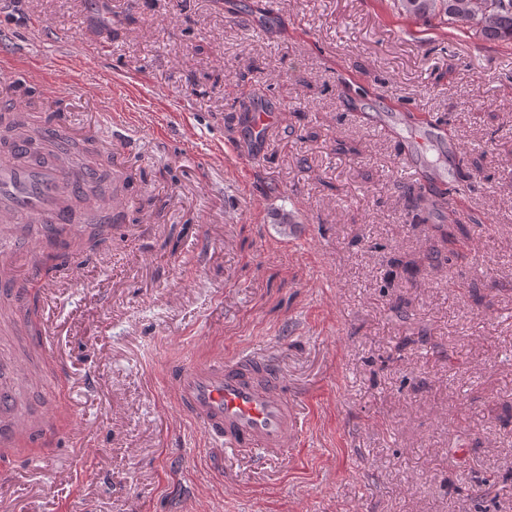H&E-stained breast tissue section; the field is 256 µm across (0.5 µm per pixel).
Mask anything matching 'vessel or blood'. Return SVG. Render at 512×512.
I'll return each mask as SVG.
<instances>
[{"mask_svg": "<svg viewBox=\"0 0 512 512\" xmlns=\"http://www.w3.org/2000/svg\"><path fill=\"white\" fill-rule=\"evenodd\" d=\"M29 135L0 145V237L18 225L37 226L32 252L42 248L44 235H75L65 217L76 195L94 178L93 161L76 165L70 153L58 151L47 163L36 162L41 150L39 131L53 133L56 142L68 138L65 118L28 116ZM40 273H32L22 285H0V323L16 324V307L29 303L34 288L42 286ZM49 328H42L37 354L40 370L28 372L0 359V451L11 452L26 444L28 422L13 418L19 397L12 382L22 376L49 379L57 395L67 383L62 366L50 348ZM169 381L183 413L216 446L235 452L277 453L291 446L298 417L288 397V384L277 363L265 356L244 352L235 358H216L205 363H179L169 371Z\"/></svg>", "mask_w": 512, "mask_h": 512, "instance_id": "1", "label": "vessel or blood"}]
</instances>
